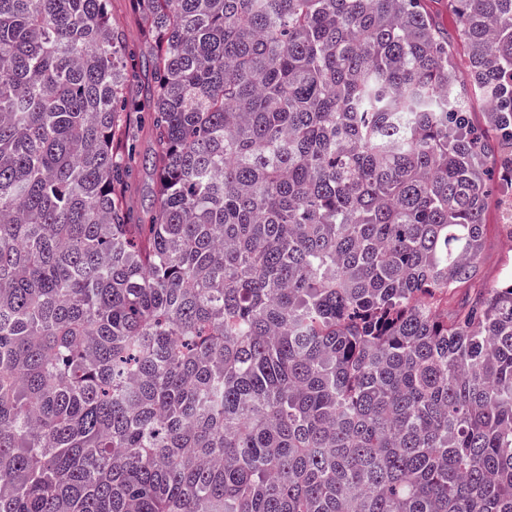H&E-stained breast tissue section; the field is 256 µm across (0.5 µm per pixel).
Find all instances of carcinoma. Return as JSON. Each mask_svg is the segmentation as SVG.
<instances>
[{
	"label": "carcinoma",
	"instance_id": "carcinoma-1",
	"mask_svg": "<svg viewBox=\"0 0 512 512\" xmlns=\"http://www.w3.org/2000/svg\"><path fill=\"white\" fill-rule=\"evenodd\" d=\"M135 2L146 220L111 0H0V512H512V0L469 91L429 0ZM139 92L138 99H140L141 111L132 112L128 116V123H130L131 135L137 139V150L140 154L150 153L154 148V140L151 133L148 131V111L149 100L145 95ZM156 178L152 171L138 163H133V177L128 193V205L135 216L142 217L154 202L153 187ZM489 172L493 180L489 189V205L484 213V224H487L484 246L478 260L479 278L487 284H496L507 271L511 272L512 243L498 231L496 224H503L506 198L512 199L509 184L501 183L498 170L490 166Z\"/></svg>",
	"mask_w": 512,
	"mask_h": 512
}]
</instances>
